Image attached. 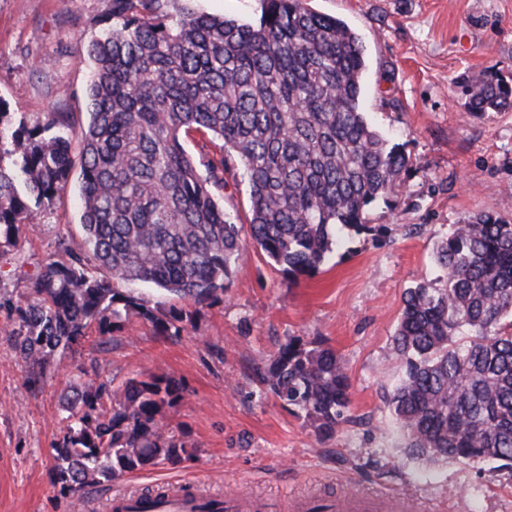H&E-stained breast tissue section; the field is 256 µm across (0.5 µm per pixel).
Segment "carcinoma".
<instances>
[{"mask_svg":"<svg viewBox=\"0 0 512 512\" xmlns=\"http://www.w3.org/2000/svg\"><path fill=\"white\" fill-rule=\"evenodd\" d=\"M192 0H112V23L88 42L81 139L84 254L48 261L15 306V350L39 386L59 352L92 327L131 317L179 339L191 319L158 312L114 283L157 286L195 304L224 292L243 226L217 200L229 162L249 188V235L291 275H313L345 231L371 235L365 213L396 193L411 163L363 111L366 57L342 19L305 0H262L255 23L213 16ZM470 115L512 110V81L487 68L462 83ZM21 162L0 166V248L35 217L30 202L64 191L73 168L70 112L42 127L3 124ZM212 136L205 170L184 146ZM445 284L405 292L394 349L402 376L387 397L405 455L426 464H512V222L480 213L436 250ZM105 270L111 279L95 272ZM318 441L348 422L350 384L336 352L288 340L258 375ZM184 399L166 375L96 382L80 371L53 445L64 495L191 455L165 422Z\"/></svg>","mask_w":512,"mask_h":512,"instance_id":"carcinoma-1","label":"carcinoma"}]
</instances>
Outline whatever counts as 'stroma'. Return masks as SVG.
I'll return each mask as SVG.
<instances>
[{"label":"stroma","instance_id":"obj_1","mask_svg":"<svg viewBox=\"0 0 512 512\" xmlns=\"http://www.w3.org/2000/svg\"><path fill=\"white\" fill-rule=\"evenodd\" d=\"M360 35L368 70L363 108L412 163L391 204L369 212L376 236L353 235L311 276L292 277L245 241L228 288L193 305L153 286L124 282L148 306L191 311L177 340L131 319L116 341L91 336L58 358L37 388L10 339L13 304L42 267L85 250L79 171L42 201L15 246L0 250V512H106L108 494L156 492L197 481L202 493L249 488L272 507L348 490L403 494L414 512H512V467L455 462L430 468L398 446L387 395L401 371L393 345L407 288L442 286L433 258L449 228L480 212L512 220V111L466 114L458 83L492 66L512 79V0H307ZM112 17V0H0V100L7 121L43 125L62 109L80 143L87 97L86 47ZM320 340L349 377L350 420L317 441L304 418L257 380L281 344ZM100 382L166 375L185 398L167 416L193 449L120 480L64 496L51 481L62 400L78 371Z\"/></svg>","mask_w":512,"mask_h":512}]
</instances>
